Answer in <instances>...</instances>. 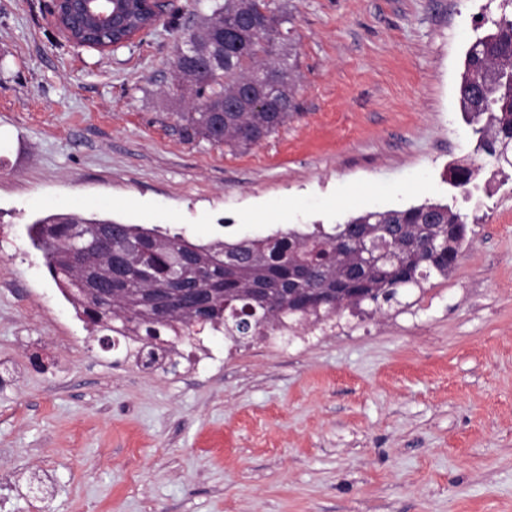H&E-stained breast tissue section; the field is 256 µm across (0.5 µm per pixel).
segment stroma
Returning <instances> with one entry per match:
<instances>
[{
  "instance_id": "stroma-1",
  "label": "stroma",
  "mask_w": 512,
  "mask_h": 512,
  "mask_svg": "<svg viewBox=\"0 0 512 512\" xmlns=\"http://www.w3.org/2000/svg\"><path fill=\"white\" fill-rule=\"evenodd\" d=\"M296 109L267 140L185 141L168 64L194 0L113 51L52 0H0V512H512V166L458 87L512 0H275ZM479 166L481 204L448 182ZM425 202L471 232L407 306L176 369L103 350L27 227L67 210L192 240Z\"/></svg>"
}]
</instances>
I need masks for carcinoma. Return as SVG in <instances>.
I'll list each match as a JSON object with an SVG mask.
<instances>
[{
	"instance_id": "obj_1",
	"label": "carcinoma",
	"mask_w": 512,
	"mask_h": 512,
	"mask_svg": "<svg viewBox=\"0 0 512 512\" xmlns=\"http://www.w3.org/2000/svg\"><path fill=\"white\" fill-rule=\"evenodd\" d=\"M209 12L196 30L175 46L170 66L184 79L200 60V51L224 39V58L210 71L202 90L185 88L188 103L176 113L181 135L204 139L231 149L255 145L286 124L295 110L288 93V14L270 0H211ZM130 23L140 29L153 25L151 5L129 0ZM273 74L277 81L257 85ZM462 111L472 125L477 149L512 166V17L491 20L489 34L476 39L465 57L460 82ZM238 106L224 113V132L216 129L221 104ZM476 168L457 165L451 184L463 188ZM112 227V257L126 244H141L140 265L127 270L112 285V300L85 293L83 274L61 259L79 233ZM467 216L446 204L425 203L403 210L368 212L327 230L321 224L290 228L261 238L193 242L182 233L159 227L119 224L110 219L79 218L60 211L46 215L27 229L32 246L41 251L47 269L85 322L106 331L127 346H135L147 364L167 355L177 343L202 342L219 332L239 343L249 337L264 340L297 332L310 324L327 325L348 310L355 296L363 297L360 312L383 314L401 305L400 296L436 278H448L467 240ZM437 237L433 254L422 251ZM383 237L391 247L387 260L371 261L362 243ZM179 261L186 279L205 290L204 306L192 312L159 303L157 288L172 277ZM317 292L337 294L335 301L298 308Z\"/></svg>"
}]
</instances>
